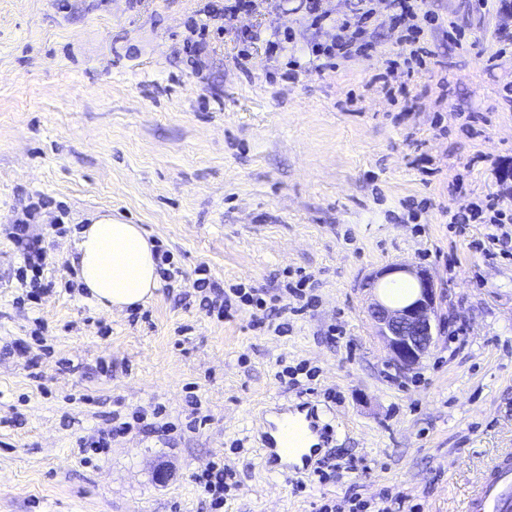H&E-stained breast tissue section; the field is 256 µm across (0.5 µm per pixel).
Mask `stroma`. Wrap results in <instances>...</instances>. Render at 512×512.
<instances>
[{"label":"stroma","instance_id":"1","mask_svg":"<svg viewBox=\"0 0 512 512\" xmlns=\"http://www.w3.org/2000/svg\"><path fill=\"white\" fill-rule=\"evenodd\" d=\"M367 5L371 58L317 72L308 49ZM0 0V512H348L406 496L464 512L487 460L512 450V257L451 213L485 195L512 213V0H424L439 16L415 76L384 0ZM292 30L289 50L266 37ZM463 33L462 41L449 30ZM299 61L289 81L288 64ZM137 224L184 282L111 311L76 281L88 215ZM44 239L51 292L18 280L12 225ZM439 291L436 341L400 372L368 312L388 267ZM282 291L308 277L289 331L251 308L217 316L190 283ZM467 330L454 340L456 326ZM277 404L333 429L306 472L266 465ZM107 453L85 441L113 420ZM223 460L222 506L194 476ZM424 57H428V53L425 51L424 47H414L410 50V52L406 55L396 60L390 61V68H403L407 75H411L415 71L421 70L426 66V60Z\"/></svg>","mask_w":512,"mask_h":512}]
</instances>
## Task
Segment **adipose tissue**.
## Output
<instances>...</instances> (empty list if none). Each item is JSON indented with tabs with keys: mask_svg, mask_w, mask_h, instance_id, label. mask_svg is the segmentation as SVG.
Returning <instances> with one entry per match:
<instances>
[{
	"mask_svg": "<svg viewBox=\"0 0 512 512\" xmlns=\"http://www.w3.org/2000/svg\"><path fill=\"white\" fill-rule=\"evenodd\" d=\"M79 238L77 282L101 306L134 308L159 287L154 245L139 225L96 213Z\"/></svg>",
	"mask_w": 512,
	"mask_h": 512,
	"instance_id": "ef3b65f1",
	"label": "adipose tissue"
}]
</instances>
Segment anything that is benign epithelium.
I'll return each mask as SVG.
<instances>
[{
  "label": "benign epithelium",
  "mask_w": 512,
  "mask_h": 512,
  "mask_svg": "<svg viewBox=\"0 0 512 512\" xmlns=\"http://www.w3.org/2000/svg\"><path fill=\"white\" fill-rule=\"evenodd\" d=\"M387 273L403 274L417 284V295L400 307L376 299L369 305L377 336L390 351L394 363L403 372L413 369L433 343V314L436 288L433 278L409 265H393Z\"/></svg>",
  "instance_id": "1"
}]
</instances>
